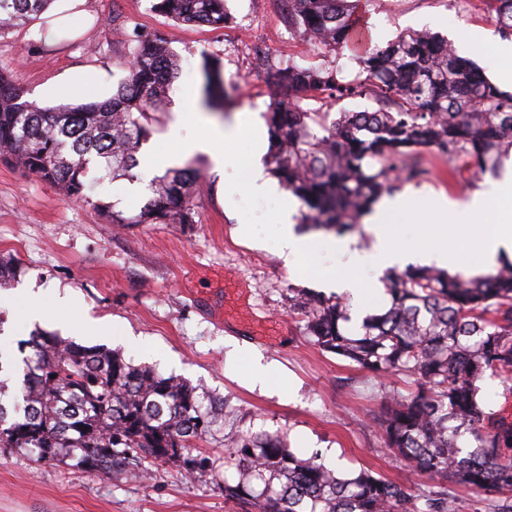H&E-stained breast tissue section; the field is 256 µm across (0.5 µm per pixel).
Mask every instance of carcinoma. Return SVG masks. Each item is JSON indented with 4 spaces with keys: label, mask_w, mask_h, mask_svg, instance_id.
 <instances>
[{
    "label": "carcinoma",
    "mask_w": 512,
    "mask_h": 512,
    "mask_svg": "<svg viewBox=\"0 0 512 512\" xmlns=\"http://www.w3.org/2000/svg\"><path fill=\"white\" fill-rule=\"evenodd\" d=\"M283 20L307 39L319 64L301 66L263 54L258 65L274 92L268 108L272 174L302 203L309 230L338 234L360 223L399 183L416 179L420 153L436 148L455 166L497 171L512 152V92L500 90L450 42L426 31L401 34L353 58L348 79L326 58L348 44L360 0H282ZM52 0H0V34L31 23ZM172 20L221 29L226 0H155ZM505 35H512V0H489ZM122 63L125 80L112 98L42 108L21 100L0 69V154L69 199H85L89 182L130 176L137 154L167 111L178 56L158 33L135 32ZM202 101L227 104L219 71L203 63ZM371 94L375 107L313 112L305 100ZM199 173L172 167L156 177L153 196L127 216L109 202L96 207L114 224H191ZM389 305L345 329L350 314L338 296L313 293L293 307L320 350L377 378L401 376L415 390L394 398L381 419L384 447L412 466L432 490H412L369 469L340 478L321 455L298 457L278 436L247 433L224 457L240 479L224 483V499L246 512H455L463 487L483 496L488 512H512V422L487 410L479 381L512 374V263L466 276L412 266L386 277ZM23 402L0 379V448H18L38 463L73 457L87 472L146 478L157 462H177L189 476L210 471L195 451L217 411L190 382L164 377L119 353L35 332L19 346Z\"/></svg>",
    "instance_id": "cac0c4a2"
}]
</instances>
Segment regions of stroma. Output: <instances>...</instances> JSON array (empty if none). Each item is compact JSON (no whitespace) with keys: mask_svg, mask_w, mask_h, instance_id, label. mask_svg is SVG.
<instances>
[{"mask_svg":"<svg viewBox=\"0 0 512 512\" xmlns=\"http://www.w3.org/2000/svg\"><path fill=\"white\" fill-rule=\"evenodd\" d=\"M233 18L223 29L176 23L154 10L153 0H84L81 11L59 19L46 12L36 24L0 36V68L8 70L23 98L42 107L101 98L98 76L113 82L126 76L120 61L133 31L162 34L179 55L182 69L168 88L169 109L160 113L141 155L175 150L168 133L182 107L181 93L199 95L203 56L219 67L232 107L218 115L201 111V123L182 129L185 137L224 131L266 112L272 98L256 52L314 62L311 47L283 22L281 0H228ZM374 44L403 33L429 30L454 34L459 55L469 58L502 90L512 60L495 45L502 34L483 0H367L361 13ZM68 29L67 41L41 38L40 29ZM252 36L240 46L241 31ZM68 72L79 78L69 95L54 89ZM231 162L213 172L196 156L200 188L191 224H114L95 206L104 199L131 215L151 196V183L119 179L98 185L90 199H66L60 188L0 159V260L16 271L0 288V346L14 347L33 330L23 311L27 285L41 288L54 315L43 331L57 332V320L77 325V343L119 351L134 364H149L163 376L201 387L224 410L201 449L215 458L212 472L193 477L174 464L155 468L145 480L107 479L84 471L73 460L37 465L28 452H0V512H240L224 499L225 483L239 479L225 468L224 455L246 430L286 437L303 458L328 453L340 476L367 467L403 485L416 483L409 468L383 445L377 424L390 393L408 395L397 377L375 379L336 355L319 350L289 312L291 297L316 291L325 278L344 280L355 270L335 254L308 255L285 262L271 216L276 197L247 192L240 161L251 141L223 143ZM425 172L401 185L414 196L411 210L397 216L405 239L428 233L419 214L430 200L463 201L486 189V177L463 172L448 186V158L422 152ZM236 188L235 206H224L225 188ZM251 234L242 237L240 226ZM72 295L62 306L59 296ZM272 368L269 385L255 383L251 353Z\"/></svg>","mask_w":512,"mask_h":512,"instance_id":"35a3bbf8","label":"stroma"}]
</instances>
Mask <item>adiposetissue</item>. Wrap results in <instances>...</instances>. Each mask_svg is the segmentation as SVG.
<instances>
[{"label":"adipose tissue","instance_id":"adipose-tissue-1","mask_svg":"<svg viewBox=\"0 0 512 512\" xmlns=\"http://www.w3.org/2000/svg\"><path fill=\"white\" fill-rule=\"evenodd\" d=\"M231 135L251 138L254 151L248 159L250 165L249 188L258 196L278 194L277 184L268 178L260 163L266 142L261 124L231 128ZM412 204L410 195L403 194L385 200L368 219L373 235L372 249L362 254L352 250L350 241L332 237L312 241L310 237L299 236L294 232L293 216L295 206L282 201L275 222L279 227V246L282 255L293 258L311 249L348 256L353 264L382 269L404 267L410 255H417L420 263L432 265L448 272H456L469 266L471 260L488 265L494 264L500 256L512 258V175L491 183L483 192L474 194L466 203L458 205L443 197L432 200L421 219L431 227L430 235L422 237L414 250H407L391 224L394 214L407 211ZM491 223L490 232L474 236V225ZM446 235L463 242V249L439 248L434 239Z\"/></svg>","mask_w":512,"mask_h":512}]
</instances>
